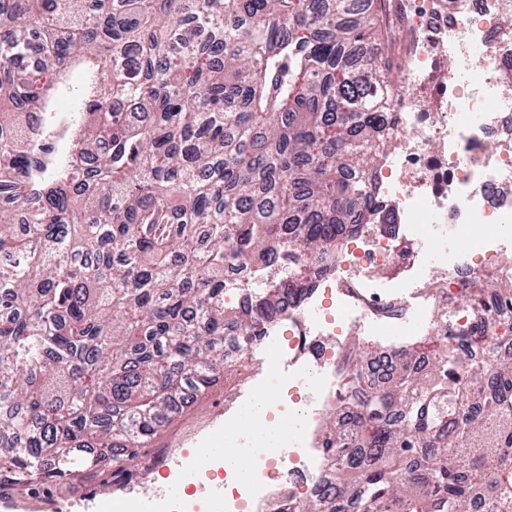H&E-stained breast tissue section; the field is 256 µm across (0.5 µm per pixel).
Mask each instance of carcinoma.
Here are the masks:
<instances>
[{
    "mask_svg": "<svg viewBox=\"0 0 512 512\" xmlns=\"http://www.w3.org/2000/svg\"><path fill=\"white\" fill-rule=\"evenodd\" d=\"M382 29L376 0H0V479L134 474L224 372L225 326L252 346L277 312L264 293L226 320L225 275L322 261L373 214ZM428 353L328 418L334 484L278 512H512V357Z\"/></svg>",
    "mask_w": 512,
    "mask_h": 512,
    "instance_id": "cac0c4a2",
    "label": "carcinoma"
}]
</instances>
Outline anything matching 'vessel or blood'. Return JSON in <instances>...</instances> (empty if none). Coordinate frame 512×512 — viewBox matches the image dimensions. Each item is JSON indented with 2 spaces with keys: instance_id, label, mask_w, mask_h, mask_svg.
Instances as JSON below:
<instances>
[{
  "instance_id": "1",
  "label": "vessel or blood",
  "mask_w": 512,
  "mask_h": 512,
  "mask_svg": "<svg viewBox=\"0 0 512 512\" xmlns=\"http://www.w3.org/2000/svg\"><path fill=\"white\" fill-rule=\"evenodd\" d=\"M206 458L211 471L224 470V426L216 423L199 438L182 443L179 455L166 460V481L136 496L125 490L100 494L82 484L65 496L22 497L14 489H0V512H223L222 482L201 479L196 464Z\"/></svg>"
}]
</instances>
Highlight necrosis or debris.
Listing matches in <instances>:
<instances>
[{"mask_svg": "<svg viewBox=\"0 0 512 512\" xmlns=\"http://www.w3.org/2000/svg\"><path fill=\"white\" fill-rule=\"evenodd\" d=\"M395 4L396 120L376 164L378 217L343 235L300 301L263 323L264 335H289L268 404L295 407L298 421L273 429L257 416L275 445L254 450L248 483L224 475L223 512H275L288 494L323 492L325 418L363 396L347 384L352 337H379L389 357L405 340L463 334L460 356L485 358L491 339L474 331L484 313L466 296L479 281H512V0Z\"/></svg>", "mask_w": 512, "mask_h": 512, "instance_id": "4bbe7bcc", "label": "necrosis or debris"}]
</instances>
